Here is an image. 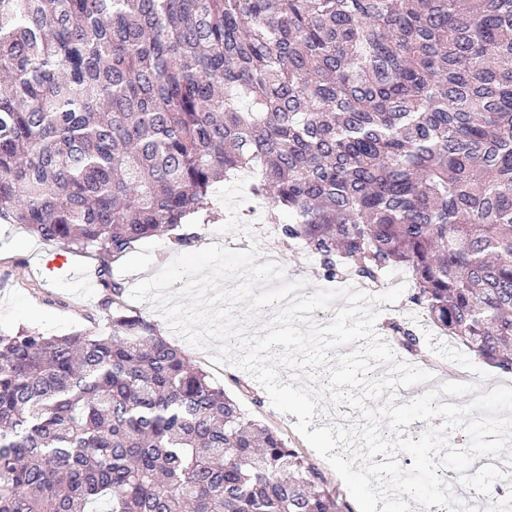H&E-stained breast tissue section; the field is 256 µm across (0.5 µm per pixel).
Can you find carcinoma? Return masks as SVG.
Listing matches in <instances>:
<instances>
[{"label": "carcinoma", "instance_id": "obj_1", "mask_svg": "<svg viewBox=\"0 0 512 512\" xmlns=\"http://www.w3.org/2000/svg\"><path fill=\"white\" fill-rule=\"evenodd\" d=\"M0 77V222L98 252L112 310L0 334V512L347 508L106 278L239 175L324 277L405 270L512 372V0H0Z\"/></svg>", "mask_w": 512, "mask_h": 512}]
</instances>
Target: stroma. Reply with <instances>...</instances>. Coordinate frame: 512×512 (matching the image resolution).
Returning <instances> with one entry per match:
<instances>
[{"label": "stroma", "mask_w": 512, "mask_h": 512, "mask_svg": "<svg viewBox=\"0 0 512 512\" xmlns=\"http://www.w3.org/2000/svg\"><path fill=\"white\" fill-rule=\"evenodd\" d=\"M245 196L241 180L224 183L214 198L222 220L193 225L190 242L180 244L166 236H154L138 242L126 256L111 260L110 280L126 293L124 305L130 313L164 326L163 317L150 303L129 300L128 295L138 281L150 278L177 255L199 251L215 239L222 240L229 249L246 250L254 241L274 238L272 226L262 221V208H255L250 220L233 221L232 214ZM278 263L284 280L306 282V294L333 286L322 275L318 262L301 246L280 248ZM99 265L95 252L63 244L47 245L21 225L0 223V333L21 329H35L48 336L75 331L107 332L108 320L99 306L105 294L98 277ZM379 310L377 334H385L390 321L403 320L422 337L427 358L417 361L416 366L431 372L437 383L471 382L483 392L498 385L512 387V375L474 359L463 346L440 335L425 311L410 303L408 296H401L392 304H380ZM165 337L182 350L190 364L204 370L213 383L227 394L238 396L233 380L245 378V371L229 364H214L207 351L188 344L173 332H166ZM253 392V397H238L243 412L278 430L289 447L298 449L319 466L329 487L337 490L341 498H348L344 482L299 435L294 418L276 410L261 385H254Z\"/></svg>", "instance_id": "obj_1"}]
</instances>
